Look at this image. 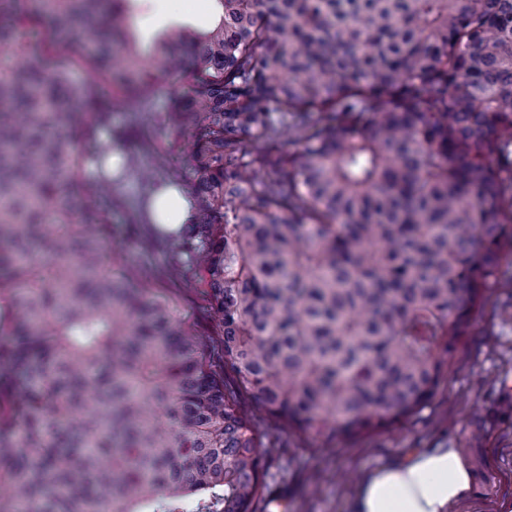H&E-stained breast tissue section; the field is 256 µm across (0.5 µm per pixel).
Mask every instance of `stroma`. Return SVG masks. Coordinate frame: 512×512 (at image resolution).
I'll list each match as a JSON object with an SVG mask.
<instances>
[{
    "label": "stroma",
    "mask_w": 512,
    "mask_h": 512,
    "mask_svg": "<svg viewBox=\"0 0 512 512\" xmlns=\"http://www.w3.org/2000/svg\"><path fill=\"white\" fill-rule=\"evenodd\" d=\"M142 45L172 25L212 26L195 0H132ZM512 254L490 278L471 334L434 399L402 426L349 440L298 434L282 422H258L272 450L257 512H350L364 477L421 448L457 449L474 482L456 512H512Z\"/></svg>",
    "instance_id": "stroma-1"
}]
</instances>
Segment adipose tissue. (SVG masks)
<instances>
[{
    "mask_svg": "<svg viewBox=\"0 0 512 512\" xmlns=\"http://www.w3.org/2000/svg\"><path fill=\"white\" fill-rule=\"evenodd\" d=\"M150 210L165 231L176 230L191 217L188 199L174 187L159 191ZM470 485L471 473L456 449L429 448L371 470L351 512H453Z\"/></svg>",
    "mask_w": 512,
    "mask_h": 512,
    "instance_id": "obj_1",
    "label": "adipose tissue"
}]
</instances>
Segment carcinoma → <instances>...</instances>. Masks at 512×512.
<instances>
[{"label":"carcinoma","mask_w":512,"mask_h":512,"mask_svg":"<svg viewBox=\"0 0 512 512\" xmlns=\"http://www.w3.org/2000/svg\"><path fill=\"white\" fill-rule=\"evenodd\" d=\"M131 2L0 0L42 42L0 71V512H255L257 414L409 421L512 251V0H217L145 49ZM130 140L191 198L128 212L172 288L112 250ZM167 103V90L159 91L148 98L137 100L128 109L112 113V126L120 128L130 124H138L151 128L155 113L164 110ZM153 219L164 231H175L191 217L188 199L175 187L159 191L150 203Z\"/></svg>","instance_id":"cac0c4a2"}]
</instances>
